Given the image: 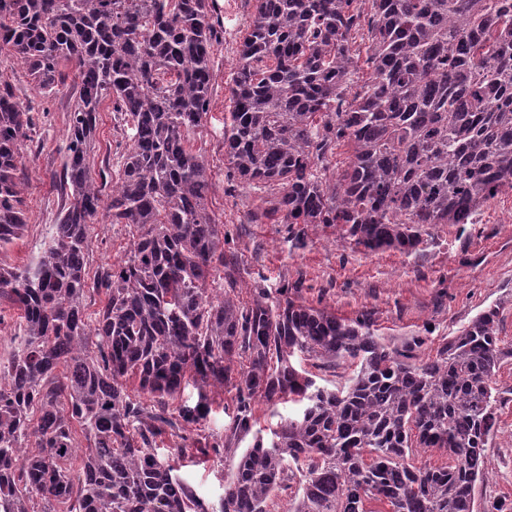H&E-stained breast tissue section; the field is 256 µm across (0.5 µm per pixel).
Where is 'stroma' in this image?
<instances>
[{"mask_svg": "<svg viewBox=\"0 0 512 512\" xmlns=\"http://www.w3.org/2000/svg\"><path fill=\"white\" fill-rule=\"evenodd\" d=\"M224 26V40L212 56L213 92L210 113L193 142L213 171L209 204L230 239L246 273L242 288L261 283L269 290L298 286L296 299L324 306L337 317L368 315L376 335L398 342L410 336L427 339L434 350L443 337L455 335L479 311L499 305V337L512 346V191L503 190L469 224H427L423 242L412 253L385 250L364 253L333 227L305 226L303 238L288 235L281 224H250L247 213L260 203L251 186L224 192V121L231 109L230 78L240 38L252 10L247 0H215ZM0 77L15 88L21 101H32L38 117L39 145L24 150V195L27 227L24 235L0 252V265L21 268L36 259L54 232L64 203L56 176L65 159V139L73 95H40L26 67L7 50H0ZM111 109L100 114L94 149L95 167H106L108 178L118 174L119 145ZM131 243L125 225L101 218L93 227L87 269L96 273L123 256ZM499 397L496 432L487 450V475L478 484L480 506L512 512V357L493 377ZM225 465L215 467L183 461L179 474L200 496L218 502L224 494Z\"/></svg>", "mask_w": 512, "mask_h": 512, "instance_id": "35a3bbf8", "label": "stroma"}]
</instances>
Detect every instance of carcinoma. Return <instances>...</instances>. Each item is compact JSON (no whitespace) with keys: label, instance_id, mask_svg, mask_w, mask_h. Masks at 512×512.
Segmentation results:
<instances>
[{"label":"carcinoma","instance_id":"cac0c4a2","mask_svg":"<svg viewBox=\"0 0 512 512\" xmlns=\"http://www.w3.org/2000/svg\"><path fill=\"white\" fill-rule=\"evenodd\" d=\"M215 12L214 0H0V50L39 93L67 86L64 67L79 78L54 235L36 263L0 266V306L20 310L22 330L0 359V512H271L282 493L289 512H476L493 376L512 357L500 307L422 355L425 338L392 347L367 317L299 303L286 286L240 299L210 165L191 144L210 109ZM230 91L225 176L267 190L253 224H325L365 252H412L421 225L470 224L512 189V0H254ZM107 99L129 130L110 192L91 162ZM32 110L0 81V249L26 226ZM100 216L132 241L90 287ZM91 290L105 297L93 317ZM302 361L355 369L328 389ZM226 389L232 425L210 439ZM290 401L300 410L269 437L255 429L257 403ZM250 433L216 505L157 448L175 435L178 456L222 462ZM421 448L446 461H420Z\"/></svg>","mask_w":512,"mask_h":512}]
</instances>
